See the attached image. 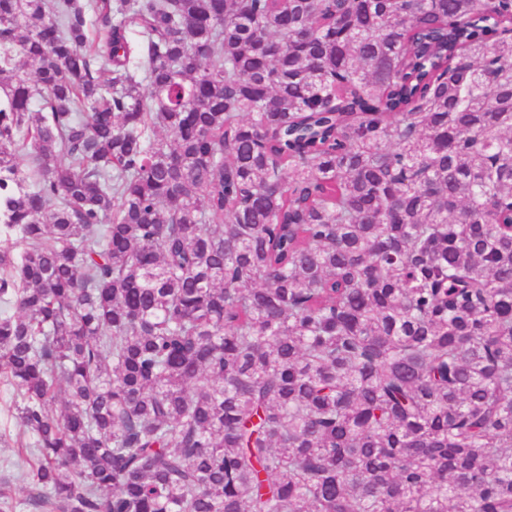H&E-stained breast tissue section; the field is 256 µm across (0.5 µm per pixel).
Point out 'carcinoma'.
Instances as JSON below:
<instances>
[{
    "mask_svg": "<svg viewBox=\"0 0 512 512\" xmlns=\"http://www.w3.org/2000/svg\"><path fill=\"white\" fill-rule=\"evenodd\" d=\"M0 233L31 512H512V0H0Z\"/></svg>",
    "mask_w": 512,
    "mask_h": 512,
    "instance_id": "carcinoma-1",
    "label": "carcinoma"
}]
</instances>
